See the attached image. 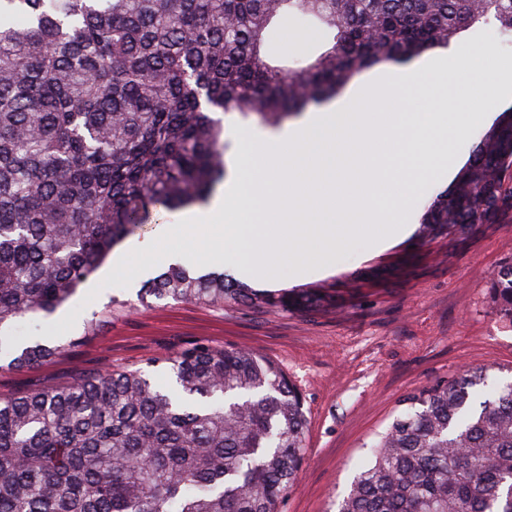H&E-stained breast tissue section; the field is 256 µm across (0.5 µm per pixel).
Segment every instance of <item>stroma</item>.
<instances>
[{"instance_id":"1","label":"stroma","mask_w":512,"mask_h":512,"mask_svg":"<svg viewBox=\"0 0 512 512\" xmlns=\"http://www.w3.org/2000/svg\"><path fill=\"white\" fill-rule=\"evenodd\" d=\"M279 59L319 53L321 34L285 21ZM447 181L425 176L391 190L412 232L384 249L358 239L336 252L331 273L310 271L279 283L258 280L237 262L218 268L258 290L317 292V309L232 306L221 309L171 298L139 299L156 277L152 267L128 287L85 296L111 271L105 259L54 315L20 323L16 336L58 337L65 352L39 366L0 367V398L55 389L104 367L153 372L166 354L196 341L244 348L275 362L301 397L306 454L294 487L278 512H330L366 458V445L384 431L401 400L466 368L488 367L512 378V323L495 315L490 275L512 260V221L477 224L456 238L423 237L419 219ZM81 307L74 327L59 321ZM93 336H85L88 321Z\"/></svg>"}]
</instances>
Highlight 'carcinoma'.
Wrapping results in <instances>:
<instances>
[{"mask_svg": "<svg viewBox=\"0 0 512 512\" xmlns=\"http://www.w3.org/2000/svg\"><path fill=\"white\" fill-rule=\"evenodd\" d=\"M17 15L27 26L6 22ZM284 19L328 48L270 64ZM481 22L512 44V0H0V362L59 354L11 330L53 314L152 210L198 205L224 181L223 115L278 127ZM506 218L512 107L420 224L452 239ZM489 290L512 323V262ZM147 292L221 308L317 302L181 265ZM164 362L161 381L112 368L0 400V512H277L306 451L279 366L203 341ZM402 404L336 512H512V381L465 370Z\"/></svg>", "mask_w": 512, "mask_h": 512, "instance_id": "carcinoma-1", "label": "carcinoma"}]
</instances>
